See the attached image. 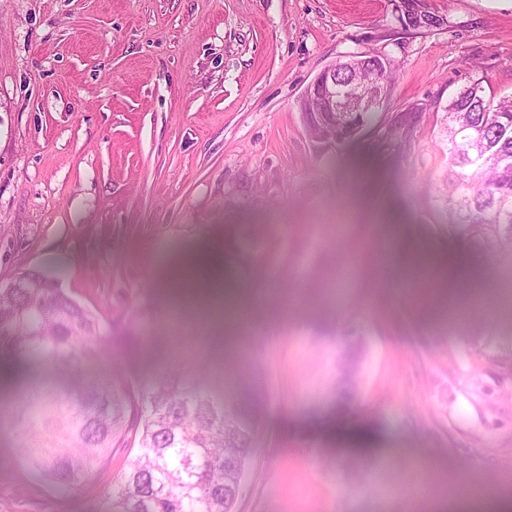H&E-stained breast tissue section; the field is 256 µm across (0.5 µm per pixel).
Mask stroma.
Masks as SVG:
<instances>
[{
	"label": "stroma",
	"instance_id": "obj_1",
	"mask_svg": "<svg viewBox=\"0 0 512 512\" xmlns=\"http://www.w3.org/2000/svg\"><path fill=\"white\" fill-rule=\"evenodd\" d=\"M0 0V288L68 266L62 286L114 339L75 373L0 356V406L172 356L149 302L241 373L256 411L236 512H463L512 502V314L472 296L512 251L448 231L444 111L471 81L512 96V0ZM392 59L389 100L355 139L318 141L300 100L356 53ZM448 257L453 283L406 262ZM221 260L246 306L180 299L178 262ZM362 339L357 440L330 396L336 345ZM0 416V512H99L113 458L69 503L32 488ZM354 460L358 479L338 467ZM405 5V25L408 27H427L437 24V20L420 10L419 0H402Z\"/></svg>",
	"mask_w": 512,
	"mask_h": 512
}]
</instances>
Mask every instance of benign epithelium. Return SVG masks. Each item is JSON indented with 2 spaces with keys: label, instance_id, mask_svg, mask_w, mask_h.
<instances>
[{
  "label": "benign epithelium",
  "instance_id": "1",
  "mask_svg": "<svg viewBox=\"0 0 512 512\" xmlns=\"http://www.w3.org/2000/svg\"><path fill=\"white\" fill-rule=\"evenodd\" d=\"M405 5V25L409 27H427L437 24V20L420 10L419 0H402ZM391 59L384 55L366 58L364 54L355 55L346 64L356 67L366 66L379 74ZM391 95V88L376 87L363 89L352 102L336 99V67L323 71L302 97L307 124L319 125L327 130L326 144L336 145L350 140L364 126L354 121L357 114L375 113L381 109Z\"/></svg>",
  "mask_w": 512,
  "mask_h": 512
}]
</instances>
